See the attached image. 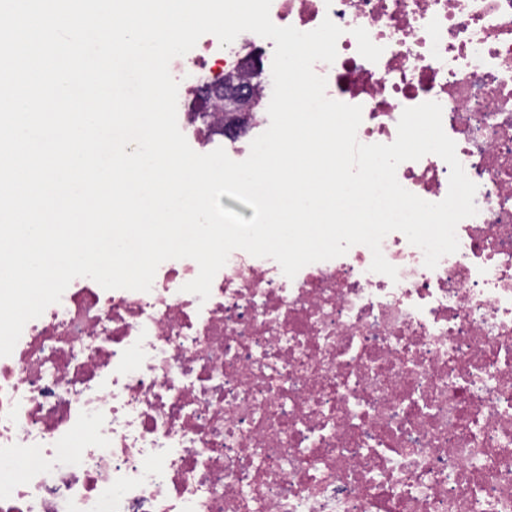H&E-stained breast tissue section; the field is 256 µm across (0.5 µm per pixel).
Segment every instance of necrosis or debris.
Returning a JSON list of instances; mask_svg holds the SVG:
<instances>
[{
  "label": "necrosis or debris",
  "instance_id": "4bbe7bcc",
  "mask_svg": "<svg viewBox=\"0 0 512 512\" xmlns=\"http://www.w3.org/2000/svg\"><path fill=\"white\" fill-rule=\"evenodd\" d=\"M275 25L343 30L318 62L328 98L362 108L357 139L389 144L435 101L477 213L424 265L404 234L287 278L232 251L207 300L194 260L149 291L73 279L0 357V512H512V0H272ZM274 41L200 37L169 70L190 147L224 132L225 71ZM434 154L399 183L445 198Z\"/></svg>",
  "mask_w": 512,
  "mask_h": 512
}]
</instances>
